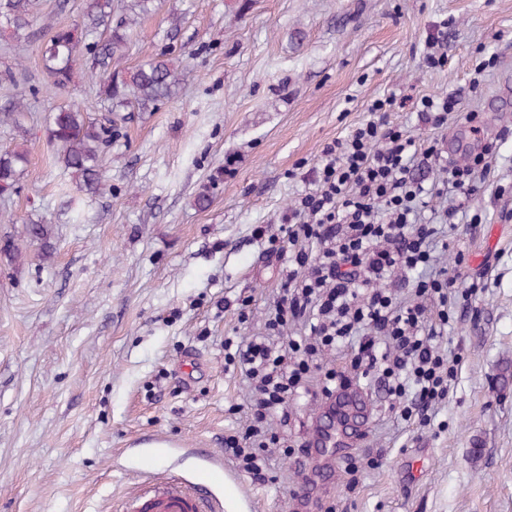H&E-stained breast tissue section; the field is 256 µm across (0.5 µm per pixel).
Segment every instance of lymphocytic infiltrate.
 Wrapping results in <instances>:
<instances>
[{
    "instance_id": "f902f5d3",
    "label": "lymphocytic infiltrate",
    "mask_w": 512,
    "mask_h": 512,
    "mask_svg": "<svg viewBox=\"0 0 512 512\" xmlns=\"http://www.w3.org/2000/svg\"><path fill=\"white\" fill-rule=\"evenodd\" d=\"M464 96L458 89L372 100L367 119L324 144L304 177L308 189L279 229H254L260 259L278 262L281 278L262 331L242 338L233 353L248 396L224 438L233 463L254 481L265 482L269 470L256 445L278 442L272 425L287 423L285 403L313 388L400 398L397 417L411 424H428L444 408L456 360L439 343L479 280L465 259L451 269L437 252L449 233L466 232L460 202L493 178L500 146L512 136L506 127L480 137L481 116L463 110ZM405 107L427 137L392 120ZM458 121L477 134L461 162L449 159L441 139ZM433 167L439 180L422 174ZM328 350L342 365L326 372Z\"/></svg>"
}]
</instances>
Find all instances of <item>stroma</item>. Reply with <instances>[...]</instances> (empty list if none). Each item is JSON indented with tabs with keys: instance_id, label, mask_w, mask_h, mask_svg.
Segmentation results:
<instances>
[{
	"instance_id": "obj_1",
	"label": "stroma",
	"mask_w": 512,
	"mask_h": 512,
	"mask_svg": "<svg viewBox=\"0 0 512 512\" xmlns=\"http://www.w3.org/2000/svg\"><path fill=\"white\" fill-rule=\"evenodd\" d=\"M443 21L448 64L429 70L424 41ZM170 49L177 96L127 113L103 158L112 190L80 214L62 206L46 124L75 100L106 114L85 68L72 91L48 89L37 45L17 74L31 154L0 201V241L45 217L57 250L46 263L0 252V512H123L144 456L159 476L207 477L247 394L229 355L262 328L278 283L254 226L280 222L305 188L290 171L314 167L370 100L448 94L493 54L463 102L482 111L512 67V0H156L112 66ZM467 209L482 221L449 237L443 260L487 273L479 317L448 327L443 348L461 356L448 404L422 429L373 428L379 469L330 461L338 480L318 488L317 512H512V138ZM271 455L274 481L238 470L237 491L254 512H289L296 457Z\"/></svg>"
}]
</instances>
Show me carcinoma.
Returning <instances> with one entry per match:
<instances>
[{"instance_id":"cac0c4a2","label":"carcinoma","mask_w":512,"mask_h":512,"mask_svg":"<svg viewBox=\"0 0 512 512\" xmlns=\"http://www.w3.org/2000/svg\"><path fill=\"white\" fill-rule=\"evenodd\" d=\"M153 0H83L82 21L77 27L47 26L48 35L39 45L44 72L53 89L66 91L73 85L77 67L90 61L89 78L98 88L97 105L111 118L99 123L81 107L64 106L52 113L47 126L50 143L59 148L58 160L70 174L79 192L93 199L109 187L103 169V149L119 134L124 112L136 108L147 112L176 94L179 59L162 52L135 68L112 69V59L128 50L133 27L151 11ZM46 0H0V24L8 29L16 59L31 42L34 22L45 14ZM27 140L0 148V195L17 187L28 164ZM30 242L39 246L46 261L56 251L52 222L40 218L28 225Z\"/></svg>"}]
</instances>
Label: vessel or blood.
<instances>
[{
	"mask_svg": "<svg viewBox=\"0 0 512 512\" xmlns=\"http://www.w3.org/2000/svg\"><path fill=\"white\" fill-rule=\"evenodd\" d=\"M338 401L343 412L336 420L314 429L310 439L316 457L340 455L354 443L369 436L367 403L358 393L340 392ZM134 512H212L206 484H187L182 478L170 476L137 489L133 498Z\"/></svg>",
	"mask_w": 512,
	"mask_h": 512,
	"instance_id": "vessel-or-blood-1",
	"label": "vessel or blood"
}]
</instances>
